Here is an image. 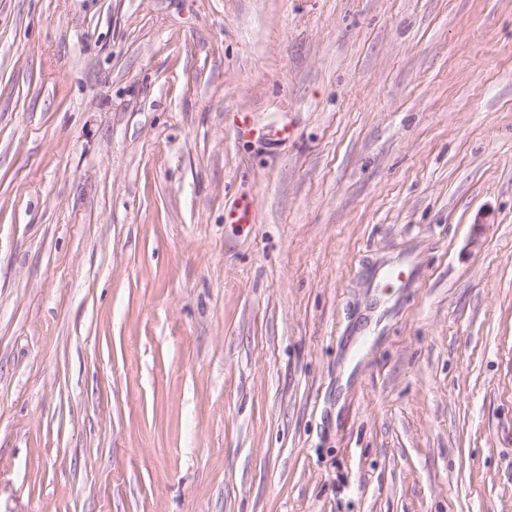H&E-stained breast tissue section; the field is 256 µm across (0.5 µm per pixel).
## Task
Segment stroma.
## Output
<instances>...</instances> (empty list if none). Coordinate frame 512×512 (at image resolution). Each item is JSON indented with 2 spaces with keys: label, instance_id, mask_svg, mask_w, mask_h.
Returning a JSON list of instances; mask_svg holds the SVG:
<instances>
[{
  "label": "stroma",
  "instance_id": "stroma-1",
  "mask_svg": "<svg viewBox=\"0 0 512 512\" xmlns=\"http://www.w3.org/2000/svg\"><path fill=\"white\" fill-rule=\"evenodd\" d=\"M0 512H512V0H0Z\"/></svg>",
  "mask_w": 512,
  "mask_h": 512
}]
</instances>
